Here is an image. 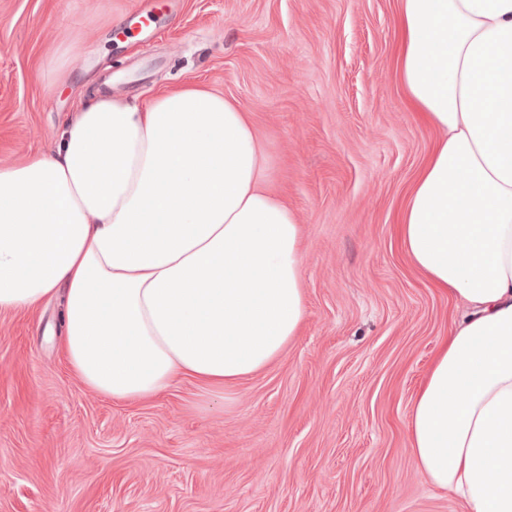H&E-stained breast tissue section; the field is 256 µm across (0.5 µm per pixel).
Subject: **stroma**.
Segmentation results:
<instances>
[{
    "label": "stroma",
    "mask_w": 512,
    "mask_h": 512,
    "mask_svg": "<svg viewBox=\"0 0 512 512\" xmlns=\"http://www.w3.org/2000/svg\"><path fill=\"white\" fill-rule=\"evenodd\" d=\"M395 0H0V165L53 152L104 78L145 102L203 82L253 115L304 226L307 315L265 370L140 403L88 389L60 298L0 313V512H462L408 450L453 318L394 224L436 134L393 77ZM69 84L36 72L65 30Z\"/></svg>",
    "instance_id": "35a3bbf8"
}]
</instances>
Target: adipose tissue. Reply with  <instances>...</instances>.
I'll use <instances>...</instances> for the list:
<instances>
[{"mask_svg": "<svg viewBox=\"0 0 512 512\" xmlns=\"http://www.w3.org/2000/svg\"><path fill=\"white\" fill-rule=\"evenodd\" d=\"M395 26L404 102L437 134L397 237L467 301L408 445L468 512H512V0H397ZM86 50L81 30L61 38L56 83ZM302 267L251 112L202 82L80 98L53 153L0 167V312L61 296L69 366L104 397L186 378L220 391L265 369L305 322Z\"/></svg>", "mask_w": 512, "mask_h": 512, "instance_id": "adipose-tissue-1", "label": "adipose tissue"}]
</instances>
